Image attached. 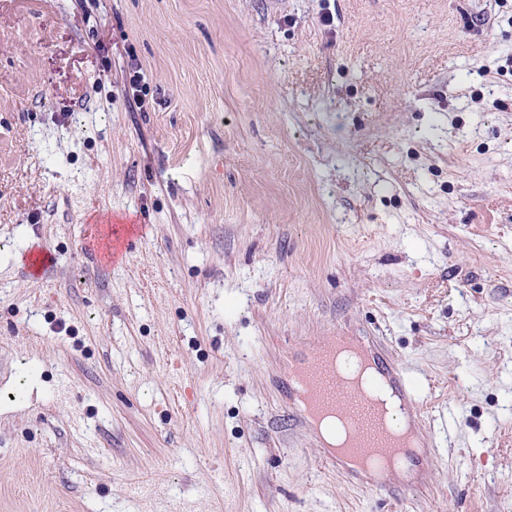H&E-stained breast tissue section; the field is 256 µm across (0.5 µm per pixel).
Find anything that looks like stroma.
<instances>
[{"label": "stroma", "instance_id": "obj_1", "mask_svg": "<svg viewBox=\"0 0 512 512\" xmlns=\"http://www.w3.org/2000/svg\"><path fill=\"white\" fill-rule=\"evenodd\" d=\"M338 332L388 492L289 398ZM0 512H512V0H0ZM382 371L372 374L370 383L375 389L385 384L394 392L400 401L401 414L409 419L417 418L418 393L410 376L403 370L395 367L392 363H382ZM386 388V387H385Z\"/></svg>", "mask_w": 512, "mask_h": 512}]
</instances>
